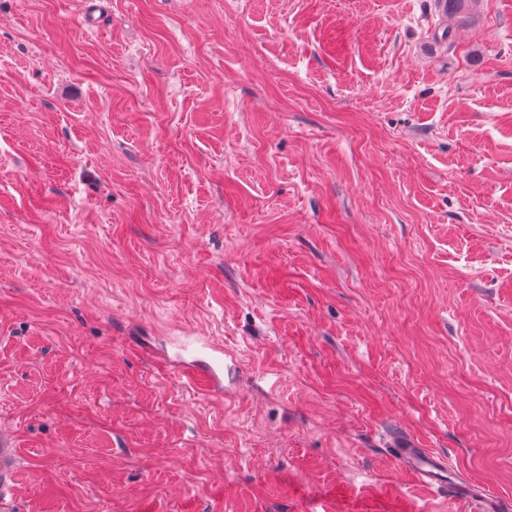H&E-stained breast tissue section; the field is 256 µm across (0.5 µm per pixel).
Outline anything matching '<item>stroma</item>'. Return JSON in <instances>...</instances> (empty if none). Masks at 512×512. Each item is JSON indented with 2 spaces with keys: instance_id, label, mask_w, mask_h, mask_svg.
Wrapping results in <instances>:
<instances>
[{
  "instance_id": "stroma-1",
  "label": "stroma",
  "mask_w": 512,
  "mask_h": 512,
  "mask_svg": "<svg viewBox=\"0 0 512 512\" xmlns=\"http://www.w3.org/2000/svg\"><path fill=\"white\" fill-rule=\"evenodd\" d=\"M1 430L12 512L512 499V0H0ZM208 360L200 361L201 364L185 362L177 366L178 373L190 383L198 387L202 392L213 395L219 394V371L224 364V349L220 346H209ZM206 379H202L201 376ZM19 467L16 445L3 433L0 434V510L10 512L8 498L14 489ZM395 448L400 463L414 474L418 482L437 488L446 483L443 479L448 471L445 457L426 448H417V444L409 438H400Z\"/></svg>"
}]
</instances>
